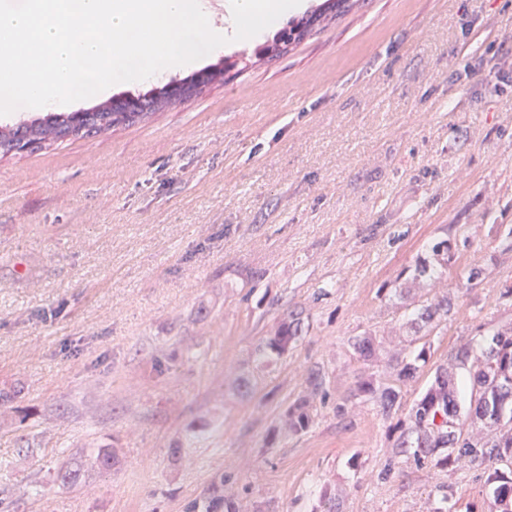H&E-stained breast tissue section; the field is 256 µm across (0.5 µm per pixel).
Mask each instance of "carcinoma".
Listing matches in <instances>:
<instances>
[{"label":"carcinoma","instance_id":"obj_1","mask_svg":"<svg viewBox=\"0 0 512 512\" xmlns=\"http://www.w3.org/2000/svg\"><path fill=\"white\" fill-rule=\"evenodd\" d=\"M348 0H325L318 9L292 21L282 29L272 43L255 53L256 57L271 53L280 55L300 41L309 28L326 19L327 13L336 11ZM227 59L212 64L190 79L175 85L165 84L137 97H114L100 102L85 111L50 112L24 118L12 125H0V154L16 152L22 146L29 149L49 147L66 137L83 138L119 125H131L148 115L199 95L203 89L224 80ZM454 302L448 296H437L421 305L414 313L412 328L419 333L430 332L448 318ZM302 320L294 312L278 321L274 331L256 348L262 360L270 354L281 356L296 347L302 337ZM356 358L371 366L377 352V336L366 332L350 339ZM457 370L468 374L471 394L470 405L462 410L457 388H448V380L440 372L408 412L411 425L405 426L402 413L401 387L415 379L421 365L427 362V349L421 347L406 356L394 355L388 361L391 375L385 379L371 373L359 378L347 399H356L374 406L385 420H396L391 430L398 433L391 456L387 459L378 478L384 482L399 471L402 458H413L418 463H430L446 469L454 464L468 463L474 468L488 471L486 484L490 487L493 505L503 502L512 505V326L493 333L490 346L477 358L465 346L451 355ZM325 381L323 369H313L307 377L308 394L290 405L282 416L285 430L293 434L307 431L314 422L311 401L322 390ZM507 408L511 416L499 427L480 434H466L464 427L493 417L500 409ZM186 512H240L234 504L221 497H203L190 502Z\"/></svg>","mask_w":512,"mask_h":512}]
</instances>
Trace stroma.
<instances>
[{"label":"stroma","instance_id":"35a3bbf8","mask_svg":"<svg viewBox=\"0 0 512 512\" xmlns=\"http://www.w3.org/2000/svg\"><path fill=\"white\" fill-rule=\"evenodd\" d=\"M256 49L143 122L0 156V512H185L214 488L240 512H490L479 469L405 458L380 482L395 435L345 399L351 337L427 347L408 408L512 323V0H357ZM444 293L448 320L409 330ZM293 310L297 347L257 361ZM317 365L312 426L281 431ZM325 2L318 9L303 15L297 20H293L288 27L283 28L271 44L265 45L255 53V56L262 60V54L271 53L280 55L288 51V47L297 41H300L307 34L309 28L316 23L326 19L328 11L340 9L348 0H324Z\"/></svg>","mask_w":512,"mask_h":512}]
</instances>
